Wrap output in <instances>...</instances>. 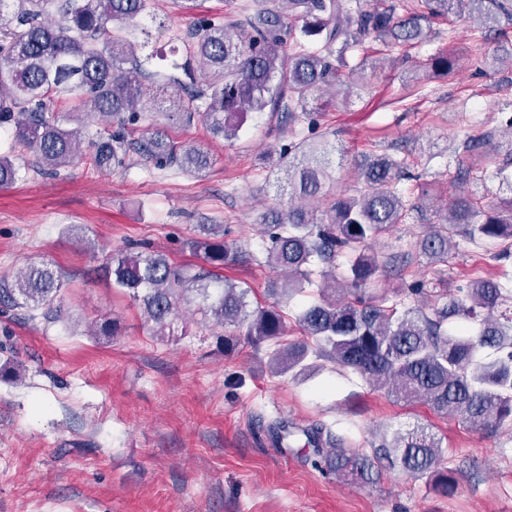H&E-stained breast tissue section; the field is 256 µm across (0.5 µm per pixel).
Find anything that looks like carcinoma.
Here are the masks:
<instances>
[{
    "label": "carcinoma",
    "mask_w": 512,
    "mask_h": 512,
    "mask_svg": "<svg viewBox=\"0 0 512 512\" xmlns=\"http://www.w3.org/2000/svg\"><path fill=\"white\" fill-rule=\"evenodd\" d=\"M288 15L255 0L254 14L234 19L202 10L201 0H173L193 15L191 27L170 37L182 54L173 72H149L136 54L132 31L153 15L154 0H0V127L12 135L0 151V188L24 179L16 149L33 153L55 174L76 159L110 172L137 154L158 170L200 174L211 164L209 148L170 139L162 128L135 137L143 114L172 125L202 121L213 138L233 141L251 114H270L288 128V144L272 148L269 161L280 199L261 217L268 237L266 263L285 287L268 289L273 302L250 308L251 288L224 279L218 270L244 260L245 250L226 239L222 224L202 225L194 241L201 264L178 266L163 253L132 246L106 257L112 288L129 297L166 335L181 307L199 301L201 312L224 329V351L241 339L271 347L277 374L304 375L329 362L360 374L397 401L422 402L438 416L495 432L512 426V297L496 278L480 277L457 288L416 284L370 288L384 266L369 248L390 228L430 207L439 190L420 182L414 163L436 157L429 145L415 161L363 153L356 162V195L336 192L322 159L326 94L370 87L384 65L404 63L412 88L422 93L432 75L457 65L447 47L425 60L410 51L452 18L480 23L497 45L485 52L486 67L512 70V46L503 26L512 24V0H286ZM203 81H198L196 74ZM496 131L460 140L449 183L463 185L499 153ZM417 182L406 199L401 183ZM471 242L512 238V196L486 202L460 192L446 205L445 222L431 224L416 242L432 264H445L454 236ZM353 255L347 276L336 282L333 264ZM63 282L49 262L30 263L0 285V305L61 313ZM315 297L295 316L304 339L284 342L285 307L296 293ZM490 349L494 357L479 358ZM303 433L312 464L347 481L369 479L374 461L401 467L435 492L451 495L457 469L445 462L442 439L427 425L383 432L375 459L348 452L322 424Z\"/></svg>",
    "instance_id": "1"
}]
</instances>
